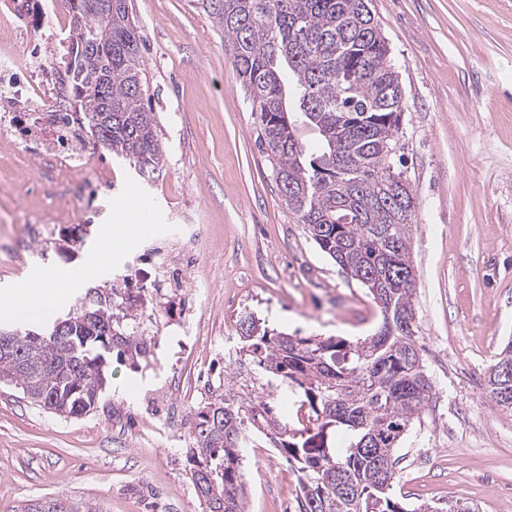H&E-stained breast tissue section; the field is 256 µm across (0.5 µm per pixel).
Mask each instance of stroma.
Wrapping results in <instances>:
<instances>
[{
  "label": "stroma",
  "mask_w": 512,
  "mask_h": 512,
  "mask_svg": "<svg viewBox=\"0 0 512 512\" xmlns=\"http://www.w3.org/2000/svg\"><path fill=\"white\" fill-rule=\"evenodd\" d=\"M147 77L144 106L158 121L166 164L141 181L128 161L100 151L112 188L88 207L91 233L72 260L23 245L38 199L24 189L41 164L0 155V297L34 279L66 280L50 307L23 309L15 325L52 323L83 288L110 279L144 245L186 227L196 250L167 309L195 306L227 350L200 345L174 371L176 339L160 328L153 356L113 362L107 393L89 414L59 417L0 383V512L32 499L72 497L103 512H202L185 452L206 400L225 377L253 382L241 357L240 319L300 336L356 339L381 322L371 296L297 224L275 184L260 127L224 32L201 0H129ZM400 75L403 169L416 196L412 260L416 331L434 386L431 408L397 451V493L409 503L458 501L512 512V415L486 396L488 368L512 338V0H372ZM137 233H130L131 225ZM98 266L80 269L89 258ZM198 390L183 404V388ZM180 411L170 434L149 425ZM270 445L242 451L246 512H295L298 475L260 468Z\"/></svg>",
  "instance_id": "obj_1"
}]
</instances>
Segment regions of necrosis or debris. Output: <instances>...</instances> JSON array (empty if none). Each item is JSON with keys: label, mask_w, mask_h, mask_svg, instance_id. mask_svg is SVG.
<instances>
[{"label": "necrosis or debris", "mask_w": 512, "mask_h": 512, "mask_svg": "<svg viewBox=\"0 0 512 512\" xmlns=\"http://www.w3.org/2000/svg\"><path fill=\"white\" fill-rule=\"evenodd\" d=\"M57 13V0H0V16L10 21L0 29V146L49 161L56 176L85 201L95 187L111 184L112 171L104 168L87 177L84 159L96 148L86 144L81 122L64 117L71 91L59 64L62 53L43 51L33 36L36 17ZM151 252L149 275L133 265L112 281L122 301L137 311L144 331L156 324L157 301L177 287L186 258L173 239L154 243Z\"/></svg>", "instance_id": "necrosis-or-debris-1"}]
</instances>
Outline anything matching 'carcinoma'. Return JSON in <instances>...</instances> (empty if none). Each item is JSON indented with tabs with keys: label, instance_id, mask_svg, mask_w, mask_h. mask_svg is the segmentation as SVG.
<instances>
[{
	"label": "carcinoma",
	"instance_id": "1",
	"mask_svg": "<svg viewBox=\"0 0 512 512\" xmlns=\"http://www.w3.org/2000/svg\"><path fill=\"white\" fill-rule=\"evenodd\" d=\"M217 23L256 114L272 174L288 212L350 278L367 288L380 330L356 340L272 333L247 314L240 329L245 356L261 374L281 381L308 407V426L281 421L267 396L248 405L231 396L198 412L188 450L189 478L203 512H246L240 449L257 431L297 472V512H475L448 501L412 508L392 494L403 435L432 406L415 322L411 256L414 212L390 200L402 88L371 0H202ZM127 0L112 15L70 14L63 64L74 114L90 124L109 113L104 149L133 165L142 180L165 158L153 113L143 103L141 43L130 28ZM98 43L94 49L89 44ZM106 84V94L96 87ZM317 135L309 151L298 130ZM95 321L65 334L11 337L15 357H0V376L31 403L60 417L85 415L105 390L112 359L131 364L152 338L135 331L136 314L112 294L86 288L73 309ZM487 395L512 414V340L489 367ZM342 440L343 447H336ZM24 512H96L68 497L32 500Z\"/></svg>",
	"mask_w": 512,
	"mask_h": 512
}]
</instances>
